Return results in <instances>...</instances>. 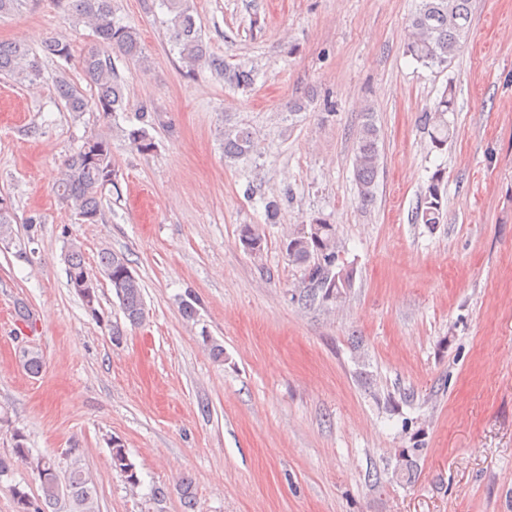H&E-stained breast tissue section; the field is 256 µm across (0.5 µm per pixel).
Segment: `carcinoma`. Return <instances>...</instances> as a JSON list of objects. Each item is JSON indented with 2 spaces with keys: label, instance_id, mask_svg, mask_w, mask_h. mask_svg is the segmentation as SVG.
<instances>
[{
  "label": "carcinoma",
  "instance_id": "1",
  "mask_svg": "<svg viewBox=\"0 0 512 512\" xmlns=\"http://www.w3.org/2000/svg\"><path fill=\"white\" fill-rule=\"evenodd\" d=\"M161 5L171 15L172 39L179 47L180 57L189 72L203 66L230 87L247 89L253 85L257 78L255 67L246 63L229 67L224 65L223 59L209 54L185 0H161ZM67 9L74 24H84L95 31L103 48L115 50L128 60L140 61L139 33L116 17L112 0H68ZM471 16L472 0H417L408 19L406 54L429 68L448 67L470 31ZM103 48L91 47L81 56L82 72L92 88L91 97H86L64 76L56 81L59 97L65 102L67 111L76 116L90 108L105 118L124 110V82L116 74L110 55ZM42 53L48 58L68 61L72 58V46L62 37L51 36L42 45ZM0 74L19 83H36L41 78L38 54L19 42H0ZM453 105L452 95L445 92L420 117L433 147L440 151L448 144V113L453 111ZM139 122L141 126L125 130V136L138 151L147 153L155 148L154 139L148 131V127L153 125V121L148 119V111H141ZM223 137L226 159L235 161L253 151V133L247 127H227ZM379 142V130L367 112L357 133L352 158L358 202L363 206L370 204L374 197L382 158ZM115 177L111 140L106 134L96 133L88 136L67 156L53 190L59 200L75 212L81 223L97 224L101 219L102 191L114 185ZM444 199L441 172L437 171L431 176L423 198L411 214L413 223L431 226L440 223ZM14 221L12 202L1 195V243L13 239ZM239 240L248 244L250 255L257 257L261 254L263 238L255 225H241ZM286 251L288 260L304 272L306 288L301 291L300 300L311 306L330 301L342 302L347 298L353 286V270L341 267L338 272H333L338 259L334 225L319 218L301 225L288 237ZM64 263L69 287L81 297L91 313H96L99 283L92 284L88 293L78 289L77 285L80 279L94 272L110 284L129 324L136 326L143 322L142 285L131 271L127 255L105 248L99 253L98 265L93 270L86 265L81 248L72 243L64 253ZM110 447L112 468L124 475L128 485L137 486L139 478L126 449L116 440L110 443ZM18 462L28 463L36 471L41 495L32 498L27 492L15 489L17 512H47L64 500L68 501L71 512H98L97 489L82 463L80 449H70L62 466L49 457L33 455L32 449L25 445L24 435L16 432L11 453L0 455V477Z\"/></svg>",
  "mask_w": 512,
  "mask_h": 512
}]
</instances>
